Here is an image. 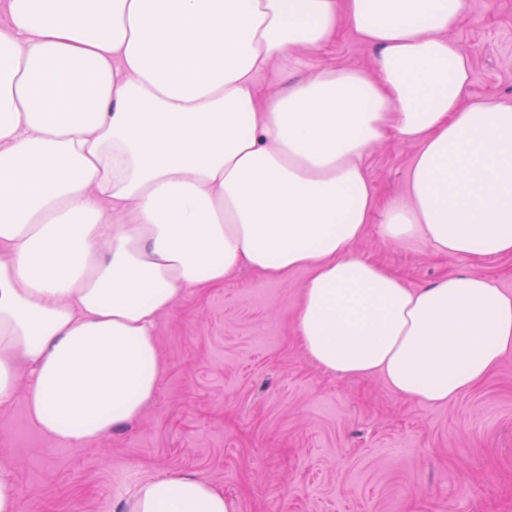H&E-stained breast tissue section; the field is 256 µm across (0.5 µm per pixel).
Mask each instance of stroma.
<instances>
[{"label": "stroma", "instance_id": "obj_1", "mask_svg": "<svg viewBox=\"0 0 512 512\" xmlns=\"http://www.w3.org/2000/svg\"><path fill=\"white\" fill-rule=\"evenodd\" d=\"M452 39L475 72L472 99L512 104V0H465ZM374 50L347 28L308 67L370 68ZM416 149L387 139L365 167L381 204L406 190ZM355 255L411 288L481 274L512 294V256L483 262L382 240L368 225ZM307 270L264 280L241 268L191 288L161 317L163 373L134 423L69 448L43 435L23 400L0 406V467L17 512H113L125 486L195 474L238 512H512V351L470 392L436 406L406 399L377 375L334 376L297 335Z\"/></svg>", "mask_w": 512, "mask_h": 512}]
</instances>
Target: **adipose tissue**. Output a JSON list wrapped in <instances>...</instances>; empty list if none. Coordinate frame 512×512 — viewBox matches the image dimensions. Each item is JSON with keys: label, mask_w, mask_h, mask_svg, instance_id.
<instances>
[{"label": "adipose tissue", "mask_w": 512, "mask_h": 512, "mask_svg": "<svg viewBox=\"0 0 512 512\" xmlns=\"http://www.w3.org/2000/svg\"><path fill=\"white\" fill-rule=\"evenodd\" d=\"M0 31V406L78 447L136 420L161 315L238 268L309 272L303 353L443 405L512 351V294L478 274L406 287L356 257L368 224L472 260L512 255V104L475 100L450 39L464 0H6ZM348 28L372 70H307ZM294 78L262 95L274 65ZM416 145L379 209L364 158ZM119 512H236L190 473L134 483Z\"/></svg>", "instance_id": "adipose-tissue-1"}]
</instances>
